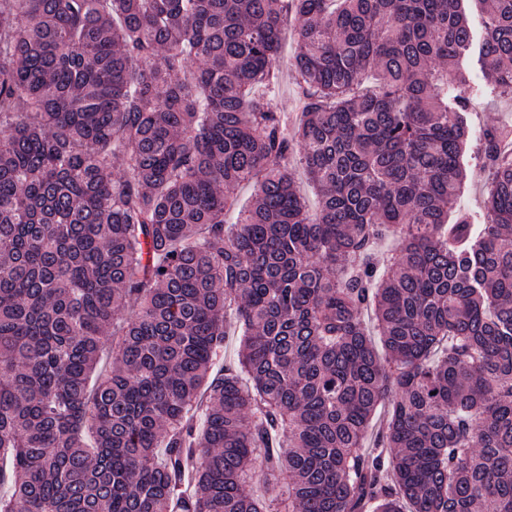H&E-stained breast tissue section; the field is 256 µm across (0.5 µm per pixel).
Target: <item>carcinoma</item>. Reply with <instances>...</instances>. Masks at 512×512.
Segmentation results:
<instances>
[{"instance_id": "carcinoma-1", "label": "carcinoma", "mask_w": 512, "mask_h": 512, "mask_svg": "<svg viewBox=\"0 0 512 512\" xmlns=\"http://www.w3.org/2000/svg\"><path fill=\"white\" fill-rule=\"evenodd\" d=\"M483 94L512 0H0V512H512V130L448 221ZM295 21L289 15L285 18L282 28V46L276 61V68L280 72V86L278 90V107L288 116V122L295 119L300 112V101L293 83L292 69L294 65Z\"/></svg>"}]
</instances>
